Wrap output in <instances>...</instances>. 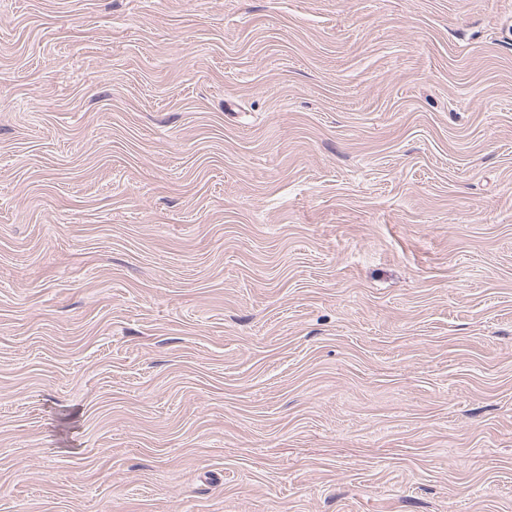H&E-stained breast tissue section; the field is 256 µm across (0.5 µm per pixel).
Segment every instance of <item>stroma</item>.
I'll return each instance as SVG.
<instances>
[{
  "mask_svg": "<svg viewBox=\"0 0 512 512\" xmlns=\"http://www.w3.org/2000/svg\"><path fill=\"white\" fill-rule=\"evenodd\" d=\"M0 512H512V0H0Z\"/></svg>",
  "mask_w": 512,
  "mask_h": 512,
  "instance_id": "35a3bbf8",
  "label": "stroma"
}]
</instances>
